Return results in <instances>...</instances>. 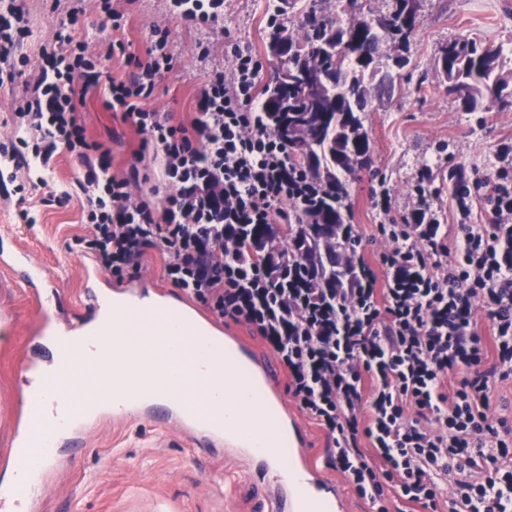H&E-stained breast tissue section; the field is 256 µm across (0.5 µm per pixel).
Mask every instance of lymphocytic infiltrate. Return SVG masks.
<instances>
[{
    "instance_id": "obj_1",
    "label": "lymphocytic infiltrate",
    "mask_w": 512,
    "mask_h": 512,
    "mask_svg": "<svg viewBox=\"0 0 512 512\" xmlns=\"http://www.w3.org/2000/svg\"><path fill=\"white\" fill-rule=\"evenodd\" d=\"M40 55L0 166L41 174L58 151L77 159L85 242L113 277L158 255L173 286L261 336L293 400L325 429L328 465L378 512L390 491L425 512L447 495L453 512H512V423L493 404L496 384L512 380L511 156L499 154L494 179H465L446 209L422 167L409 217L378 225L384 250L372 264L356 256L357 283L328 299L300 277L280 285L241 241L240 225L290 223L318 189L263 124L251 50L234 49L231 75H208L187 124L144 107L172 67L168 31L144 59L118 38L91 52L65 30ZM118 55L131 72L110 79L105 106L141 134L138 156L160 157L173 191L156 205L112 176L109 150L76 116ZM476 196L489 223L473 220Z\"/></svg>"
}]
</instances>
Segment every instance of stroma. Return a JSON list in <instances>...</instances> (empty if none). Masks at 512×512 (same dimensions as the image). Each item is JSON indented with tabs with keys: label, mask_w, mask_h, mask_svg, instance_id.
Listing matches in <instances>:
<instances>
[{
	"label": "stroma",
	"mask_w": 512,
	"mask_h": 512,
	"mask_svg": "<svg viewBox=\"0 0 512 512\" xmlns=\"http://www.w3.org/2000/svg\"><path fill=\"white\" fill-rule=\"evenodd\" d=\"M278 0H224V20L200 28L173 14L169 0H138L123 36L130 52L143 56L156 39V30L170 33L173 68L160 79L148 110L168 114L174 121H189L195 96L212 69H229L231 50H252L261 64L262 80H269L273 59L268 51L267 19L302 36L290 12H277ZM73 0H24L29 31L13 50L26 56L28 65L15 83L0 87V142L15 131L12 112L23 99L27 84L40 65V47L52 42L57 31L73 26L90 47L112 39L113 31L92 0L71 17ZM420 24L409 45V63L395 79L392 98L373 99L365 122L372 147L369 167L342 174L346 187L345 211L360 235L366 255L383 247L377 224L384 217L374 196L389 189L391 214L401 218L416 199L417 172L433 167L435 183L446 186L449 170L461 167L468 174L489 177L495 172L498 146L512 140V104L503 106L484 96V111L463 110L449 96L435 59L448 41L469 35L500 47L503 75L512 79V0H420ZM207 59H199L201 47ZM102 91H90L77 113L90 139L101 142L112 157L117 175L139 170L138 191L153 203L171 188L159 163L136 162L140 137L121 113L107 110ZM81 166L67 153L57 155L46 185L29 188L26 198L0 199V248L22 246L31 261L56 277L64 290L63 307L71 309L84 289L83 262L91 252L76 245L87 232L82 222L83 197L76 193ZM68 189L66 205L49 197ZM0 313L12 327L0 329V449L7 443L21 404L16 390L18 354L34 345L37 310L26 289L12 284L0 272ZM53 483L31 503L32 512H260L262 488L244 469L240 458L223 449L208 452L189 446L175 431L159 435L150 422H106L84 436L75 454L61 453L52 467Z\"/></svg>",
	"instance_id": "1"
}]
</instances>
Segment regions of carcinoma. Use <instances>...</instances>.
Instances as JSON below:
<instances>
[{
	"instance_id": "obj_1",
	"label": "carcinoma",
	"mask_w": 512,
	"mask_h": 512,
	"mask_svg": "<svg viewBox=\"0 0 512 512\" xmlns=\"http://www.w3.org/2000/svg\"><path fill=\"white\" fill-rule=\"evenodd\" d=\"M288 10L298 15L303 38H294L285 27L270 33L269 43L286 39L292 47L288 60L273 63L270 80L262 87L266 128L288 148L292 164L309 173L324 192L306 201L296 224L249 226L241 237L263 250L267 243L284 240L276 269L286 277L305 269L313 288H347L358 278L353 243L346 228L348 216L339 200L346 189L339 174L371 162V145L365 129L370 89L366 73L378 78L375 93L382 97L394 89L392 71L408 65L410 37L419 24L418 0H389L388 9L370 19H358L359 0H346L344 22L336 16L316 10L312 0H286ZM398 43L400 54L383 56L382 44ZM320 59L322 66L321 98L309 101L304 90L297 88L293 97L306 115L304 122L322 135L284 139L279 131L277 102L283 92L285 69L309 59ZM500 50L475 38L461 37L442 46L436 62L448 93L462 100L463 107L475 112L483 92L507 104L508 79L499 67Z\"/></svg>"
}]
</instances>
